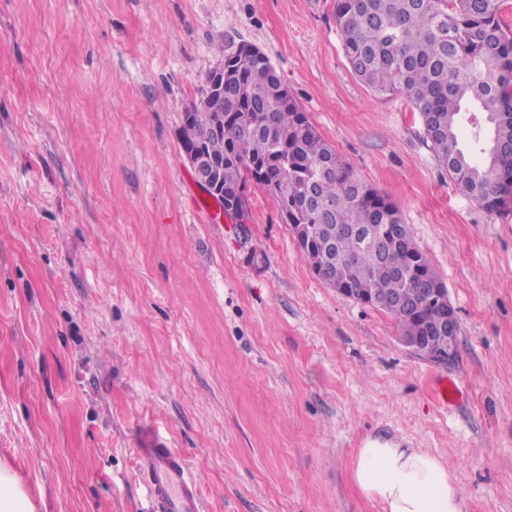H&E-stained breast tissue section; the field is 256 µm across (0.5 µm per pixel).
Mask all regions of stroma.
Segmentation results:
<instances>
[{
	"label": "stroma",
	"instance_id": "stroma-1",
	"mask_svg": "<svg viewBox=\"0 0 512 512\" xmlns=\"http://www.w3.org/2000/svg\"><path fill=\"white\" fill-rule=\"evenodd\" d=\"M334 4L0 0V460L48 512H152L151 433L203 512H383L352 480L369 437L445 462L466 512H512V206L462 192L408 98L353 75ZM244 43L399 208L454 365L321 281L268 192L248 185L246 227L217 218L178 133Z\"/></svg>",
	"mask_w": 512,
	"mask_h": 512
}]
</instances>
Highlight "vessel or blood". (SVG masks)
<instances>
[{"label": "vessel or blood", "mask_w": 512, "mask_h": 512, "mask_svg": "<svg viewBox=\"0 0 512 512\" xmlns=\"http://www.w3.org/2000/svg\"><path fill=\"white\" fill-rule=\"evenodd\" d=\"M136 454L138 475L156 512H202L199 486L190 477L180 452L154 437Z\"/></svg>", "instance_id": "b4317fda"}]
</instances>
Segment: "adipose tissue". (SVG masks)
Wrapping results in <instances>:
<instances>
[{
    "instance_id": "ef3b65f1",
    "label": "adipose tissue",
    "mask_w": 512,
    "mask_h": 512,
    "mask_svg": "<svg viewBox=\"0 0 512 512\" xmlns=\"http://www.w3.org/2000/svg\"><path fill=\"white\" fill-rule=\"evenodd\" d=\"M352 479L384 512H465L462 490L447 465L419 448L367 439L357 450Z\"/></svg>"
}]
</instances>
